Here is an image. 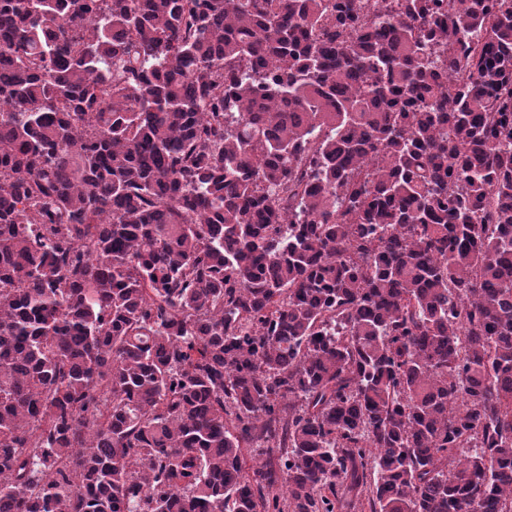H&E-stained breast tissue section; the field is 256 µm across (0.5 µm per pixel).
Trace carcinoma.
<instances>
[{"mask_svg":"<svg viewBox=\"0 0 512 512\" xmlns=\"http://www.w3.org/2000/svg\"><path fill=\"white\" fill-rule=\"evenodd\" d=\"M0 512H512V0H0Z\"/></svg>","mask_w":512,"mask_h":512,"instance_id":"obj_1","label":"carcinoma"}]
</instances>
